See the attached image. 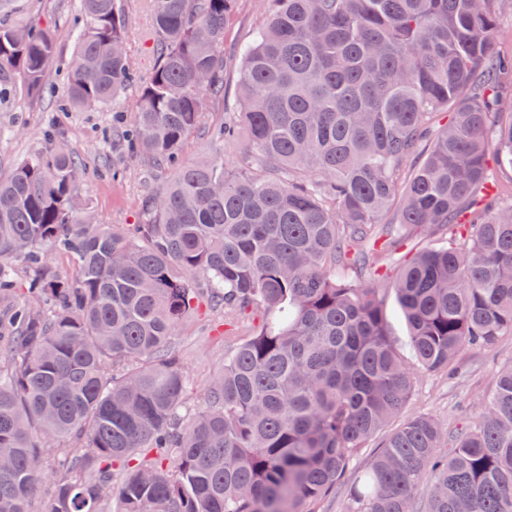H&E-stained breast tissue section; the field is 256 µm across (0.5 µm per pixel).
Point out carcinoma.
Returning <instances> with one entry per match:
<instances>
[{"instance_id": "cac0c4a2", "label": "carcinoma", "mask_w": 512, "mask_h": 512, "mask_svg": "<svg viewBox=\"0 0 512 512\" xmlns=\"http://www.w3.org/2000/svg\"><path fill=\"white\" fill-rule=\"evenodd\" d=\"M16 2L0 0V83L37 95L56 42L11 21ZM503 2L265 0L218 148L188 162L224 104L233 0H150L158 54L124 142L175 174L141 223L96 220L55 133L0 180V512H34L41 483L49 512H308L404 410L411 365L450 369L512 335V198L488 168L512 170ZM72 24L66 106H108L135 80L120 0H79ZM53 253L76 260L71 278ZM203 287L225 316L262 320L187 418L172 337ZM350 495L358 512H512V364L475 427L447 446L436 420L408 418ZM214 151V145L204 135L194 133L185 146V156L189 161L208 159Z\"/></svg>"}]
</instances>
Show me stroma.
<instances>
[{
	"instance_id": "obj_1",
	"label": "stroma",
	"mask_w": 512,
	"mask_h": 512,
	"mask_svg": "<svg viewBox=\"0 0 512 512\" xmlns=\"http://www.w3.org/2000/svg\"><path fill=\"white\" fill-rule=\"evenodd\" d=\"M77 0H22L18 20H33L49 26L56 38L57 55L42 94L19 91L0 99V128H12L0 137V177L10 176L23 158L48 147V132L62 135L81 167V197L97 218L119 226L140 223L146 199L164 183L139 158L127 154L122 139L138 110V83L153 67L156 46L149 35L151 15L147 0H122L128 18L126 52L139 80L123 89L113 104L103 108H62L66 72L74 53L70 15ZM263 19L261 0H237L224 24V95L234 101L235 73L240 52L254 28ZM223 312L203 307L199 316L176 331L173 345L179 352L188 380V412L203 404L210 379L224 365L228 349ZM512 362V335L499 337L488 350L464 348L458 356L459 373L448 378L443 372L415 370V384L406 415L435 418L445 431L453 432L473 421L482 410V400L497 369ZM379 446L371 441L349 465L336 491L318 501L312 512H355L349 488L365 470Z\"/></svg>"
}]
</instances>
